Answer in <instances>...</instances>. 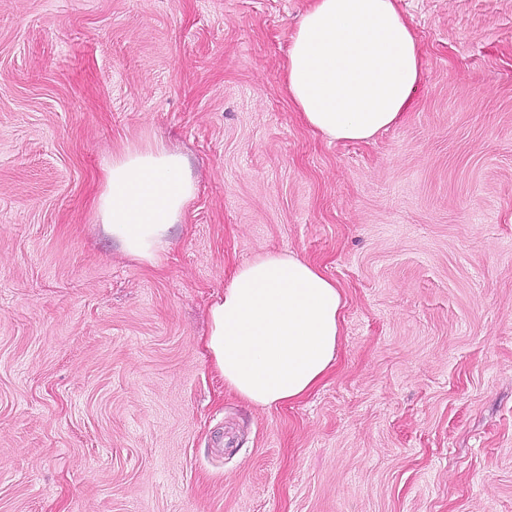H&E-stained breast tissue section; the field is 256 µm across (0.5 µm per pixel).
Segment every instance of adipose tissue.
I'll use <instances>...</instances> for the list:
<instances>
[{"instance_id": "adipose-tissue-1", "label": "adipose tissue", "mask_w": 512, "mask_h": 512, "mask_svg": "<svg viewBox=\"0 0 512 512\" xmlns=\"http://www.w3.org/2000/svg\"><path fill=\"white\" fill-rule=\"evenodd\" d=\"M419 41L398 0H310L291 37L285 91L314 132L362 142L395 125L421 81ZM195 185L182 154L156 142L115 150L95 202L124 253L156 264ZM343 296L293 253L238 267L211 304L205 347L226 386L257 408L295 402L336 357Z\"/></svg>"}]
</instances>
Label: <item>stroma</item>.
Instances as JSON below:
<instances>
[{"label": "stroma", "instance_id": "stroma-1", "mask_svg": "<svg viewBox=\"0 0 512 512\" xmlns=\"http://www.w3.org/2000/svg\"><path fill=\"white\" fill-rule=\"evenodd\" d=\"M309 0H0V512H512V0H400L401 120L311 132ZM164 142L196 186L157 264L94 200ZM342 290L326 377L259 409L205 354L234 271Z\"/></svg>", "mask_w": 512, "mask_h": 512}]
</instances>
